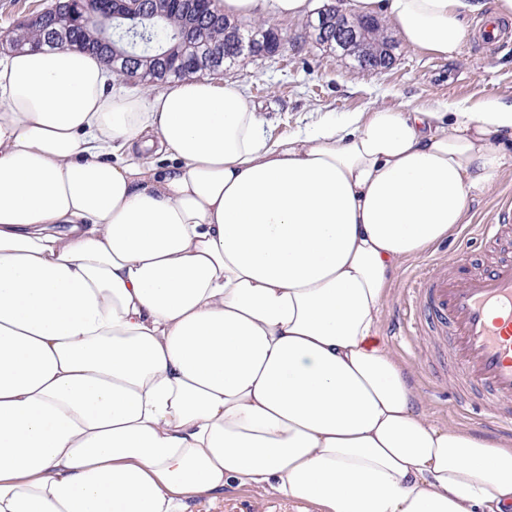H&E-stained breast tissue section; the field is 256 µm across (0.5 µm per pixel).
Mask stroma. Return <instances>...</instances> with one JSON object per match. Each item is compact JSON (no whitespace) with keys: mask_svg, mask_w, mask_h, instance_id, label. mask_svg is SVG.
<instances>
[{"mask_svg":"<svg viewBox=\"0 0 512 512\" xmlns=\"http://www.w3.org/2000/svg\"><path fill=\"white\" fill-rule=\"evenodd\" d=\"M483 15L466 21L468 36L455 60L433 57L397 43L394 62L375 73L361 69L352 58L302 40L307 20H283L277 27L289 39H301L300 47L284 50L278 59L244 60L224 78L242 86L257 103L272 137L285 138L320 118L359 112L377 106L404 109H441L451 102L477 107L491 96L512 98V38L488 44L477 37ZM512 205V167L471 196L463 224L446 240L408 260L396 271L383 301L379 326L389 349L401 363L426 418L440 426H458L498 435L496 424L483 409L461 398L451 375L456 363L452 355L424 338L404 334V294L413 278L433 262L474 268L489 263L500 248L473 227L491 223L494 216ZM191 512H319L312 504L299 503L248 487L225 489L223 497H202Z\"/></svg>","mask_w":512,"mask_h":512,"instance_id":"1","label":"stroma"}]
</instances>
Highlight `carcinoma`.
<instances>
[{
	"mask_svg": "<svg viewBox=\"0 0 512 512\" xmlns=\"http://www.w3.org/2000/svg\"><path fill=\"white\" fill-rule=\"evenodd\" d=\"M150 12L140 25L147 27L146 41L136 58L115 67L114 37L98 26L96 0H54L51 8L20 29V43L38 46L53 42L52 34L63 30L72 47L92 51L105 61L112 74L131 84L166 83L183 76L175 66L190 57L224 58L231 47L224 37V11L220 0L193 3V14L173 12L167 0H146ZM370 33L371 45L393 49V40L384 35L376 19L352 17ZM365 69L381 70L391 63V56L373 51L363 57Z\"/></svg>",
	"mask_w": 512,
	"mask_h": 512,
	"instance_id": "carcinoma-1",
	"label": "carcinoma"
}]
</instances>
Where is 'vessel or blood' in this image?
<instances>
[{
    "label": "vessel or blood",
    "mask_w": 512,
    "mask_h": 512,
    "mask_svg": "<svg viewBox=\"0 0 512 512\" xmlns=\"http://www.w3.org/2000/svg\"><path fill=\"white\" fill-rule=\"evenodd\" d=\"M410 297L426 318L415 335L448 341L461 382L486 397L494 417L511 429L512 257L462 274L435 263Z\"/></svg>",
    "instance_id": "1"
}]
</instances>
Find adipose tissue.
Returning a JSON list of instances; mask_svg holds the SVG:
<instances>
[{"mask_svg":"<svg viewBox=\"0 0 512 512\" xmlns=\"http://www.w3.org/2000/svg\"><path fill=\"white\" fill-rule=\"evenodd\" d=\"M485 7L346 3L448 59ZM510 141L499 97L274 140L231 81L129 94L92 52L0 59V512H189L233 485L512 512V439L428 422L379 330L396 270L463 222Z\"/></svg>","mask_w":512,"mask_h":512,"instance_id":"obj_1","label":"adipose tissue"}]
</instances>
